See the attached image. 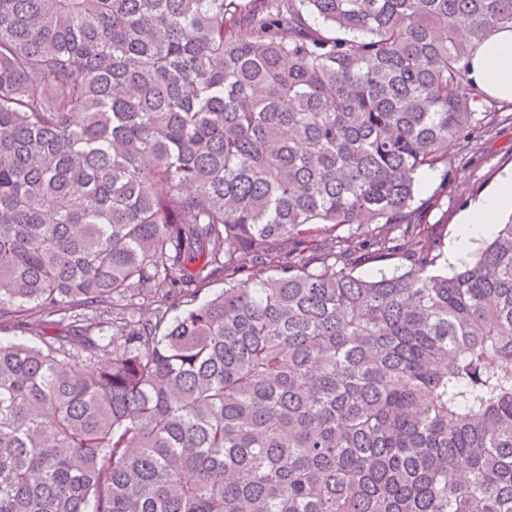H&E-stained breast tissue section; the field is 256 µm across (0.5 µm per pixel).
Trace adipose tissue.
Wrapping results in <instances>:
<instances>
[{"label":"adipose tissue","mask_w":512,"mask_h":512,"mask_svg":"<svg viewBox=\"0 0 512 512\" xmlns=\"http://www.w3.org/2000/svg\"><path fill=\"white\" fill-rule=\"evenodd\" d=\"M467 70L469 79L488 95L512 102V24L497 28L474 50ZM508 213L512 214V174L461 218L449 262L464 259L475 242L503 223Z\"/></svg>","instance_id":"adipose-tissue-1"}]
</instances>
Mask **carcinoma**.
Masks as SVG:
<instances>
[{"label": "carcinoma", "instance_id": "obj_1", "mask_svg": "<svg viewBox=\"0 0 512 512\" xmlns=\"http://www.w3.org/2000/svg\"><path fill=\"white\" fill-rule=\"evenodd\" d=\"M504 24L0 0V309L33 336H0V512H512V218L450 271L414 206L512 121L467 77Z\"/></svg>", "mask_w": 512, "mask_h": 512}]
</instances>
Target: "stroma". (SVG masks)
<instances>
[{
    "mask_svg": "<svg viewBox=\"0 0 512 512\" xmlns=\"http://www.w3.org/2000/svg\"><path fill=\"white\" fill-rule=\"evenodd\" d=\"M449 173L426 172L420 177L416 202L424 223L442 249H449L458 232L460 215L478 203L512 170V128L482 129L472 143L448 144Z\"/></svg>",
    "mask_w": 512,
    "mask_h": 512,
    "instance_id": "obj_1",
    "label": "stroma"
}]
</instances>
